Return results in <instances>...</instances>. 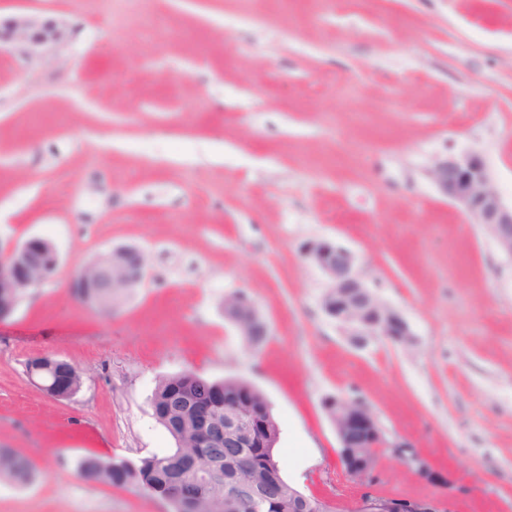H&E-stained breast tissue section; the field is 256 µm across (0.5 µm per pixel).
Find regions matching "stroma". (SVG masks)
<instances>
[{"label":"stroma","instance_id":"obj_1","mask_svg":"<svg viewBox=\"0 0 512 512\" xmlns=\"http://www.w3.org/2000/svg\"><path fill=\"white\" fill-rule=\"evenodd\" d=\"M20 17L67 41L0 49V248L45 236L60 264L0 319V446L40 474L0 483V512H168L74 465L171 447L150 396L183 371L259 389L283 478L335 512L367 494L512 512V259L431 176L477 153L512 204V0H0ZM325 239L411 342L359 348L323 314L304 248ZM120 245L147 278L104 313L71 281ZM238 291L269 323L260 346L224 319ZM42 354L78 368L75 395L30 379ZM330 395L363 398L437 483L388 449L353 481Z\"/></svg>","mask_w":512,"mask_h":512}]
</instances>
